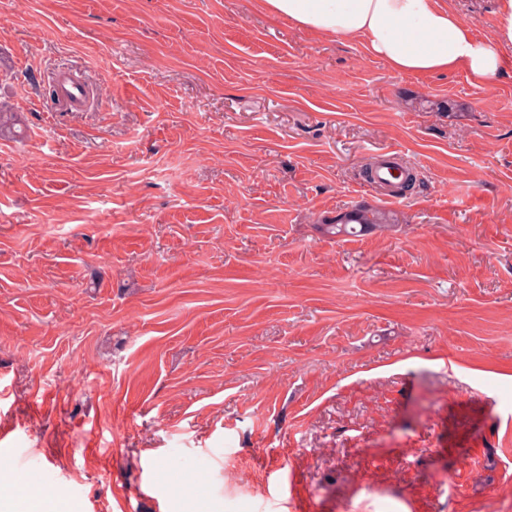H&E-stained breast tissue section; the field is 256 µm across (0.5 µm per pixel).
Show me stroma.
Returning a JSON list of instances; mask_svg holds the SVG:
<instances>
[{"label": "stroma", "instance_id": "35a3bbf8", "mask_svg": "<svg viewBox=\"0 0 512 512\" xmlns=\"http://www.w3.org/2000/svg\"><path fill=\"white\" fill-rule=\"evenodd\" d=\"M60 59L93 111H51ZM362 203L397 227L320 231ZM0 448L63 512H512V69L261 0H0Z\"/></svg>", "mask_w": 512, "mask_h": 512}]
</instances>
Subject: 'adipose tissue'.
<instances>
[{
  "instance_id": "obj_1",
  "label": "adipose tissue",
  "mask_w": 512,
  "mask_h": 512,
  "mask_svg": "<svg viewBox=\"0 0 512 512\" xmlns=\"http://www.w3.org/2000/svg\"><path fill=\"white\" fill-rule=\"evenodd\" d=\"M264 10L306 31L345 40L364 39L368 49L400 73H446L465 68L485 84L512 59V0H500L497 26L474 38L439 0H262Z\"/></svg>"
}]
</instances>
